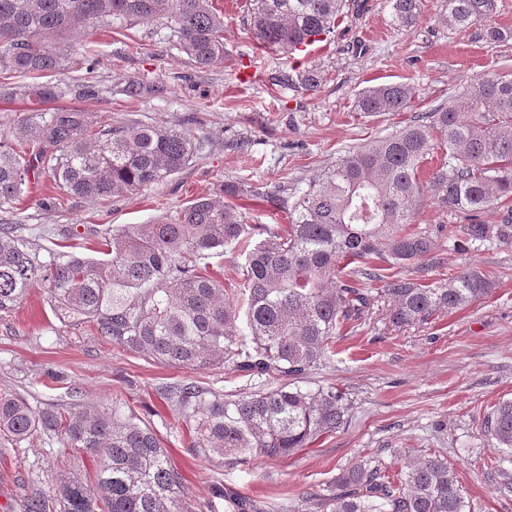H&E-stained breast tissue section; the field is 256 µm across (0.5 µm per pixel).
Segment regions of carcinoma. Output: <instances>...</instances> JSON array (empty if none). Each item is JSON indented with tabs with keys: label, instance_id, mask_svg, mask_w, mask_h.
Here are the masks:
<instances>
[{
	"label": "carcinoma",
	"instance_id": "cac0c4a2",
	"mask_svg": "<svg viewBox=\"0 0 512 512\" xmlns=\"http://www.w3.org/2000/svg\"><path fill=\"white\" fill-rule=\"evenodd\" d=\"M423 0H393L396 21L413 25ZM496 0H448V22L461 31L490 21ZM343 0H253L252 33L265 49L289 57L297 45L335 28ZM159 22L201 68L224 63V17L213 0H0V75L15 79L11 94L32 104L0 131V212L8 213L28 185L46 175L67 198L93 202L160 183L201 155L204 141L185 126H114L84 107L98 97L92 82H41L47 73L95 62L100 30ZM24 81H16V78ZM30 82H25V78ZM410 83L362 90L355 110L402 112L415 99ZM71 96L76 104L59 105ZM448 152L428 181L423 161ZM245 185L226 183L198 196L175 219L128 224L104 234L103 259L61 253L22 236L20 224H0V315L13 312L38 283L55 314L90 326L125 350L153 362L195 371L211 366L240 376L268 377L276 386L239 395L192 380L163 388L178 411L196 455L228 464L286 458L336 432L350 404L336 386L303 388L299 380L333 345L336 328L369 313V285L385 283L391 320L422 324L466 306L494 286L486 273L464 268L449 283L422 284L402 276L430 257L429 230L411 221L429 193L438 206L468 218L448 226L469 241L512 230L479 220L512 202V75H486L406 125L349 150L306 187L275 185L262 192L288 223L259 241L235 199ZM233 246L244 256L241 287H224L209 259ZM392 274H382L384 269ZM512 463V400L498 403L481 424ZM48 435L95 463L91 496L84 480L66 472L48 479L49 492L25 501L23 512H189L184 479L147 421L112 409L50 403L34 409L16 392L0 393V439L19 446ZM392 478L354 464L326 487L306 492L288 512H465L457 476L441 455L408 460ZM224 512H274L263 501L221 488Z\"/></svg>",
	"mask_w": 512,
	"mask_h": 512
}]
</instances>
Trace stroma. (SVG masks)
I'll list each match as a JSON object with an SVG mask.
<instances>
[{
	"label": "stroma",
	"instance_id": "stroma-1",
	"mask_svg": "<svg viewBox=\"0 0 512 512\" xmlns=\"http://www.w3.org/2000/svg\"><path fill=\"white\" fill-rule=\"evenodd\" d=\"M224 16L223 64L198 68L161 24H139L100 37L91 70L48 74L51 83L87 78L99 90L90 107L106 122L172 126L194 120L205 139L200 158L148 189L101 205L69 200L47 207L59 190L49 179L26 193L9 222L63 232L79 226L75 251L100 258L96 230L151 224L173 217L195 197L229 181L252 186L237 200L255 239L283 223L259 188L288 181L305 184L339 155L397 129L408 115L372 116L354 109L370 86L409 82L418 86L415 111L426 112L480 76L512 62V0H497L495 27L509 37L496 44L461 33L446 21L444 0H423L410 27L399 25L392 0H345L344 21L330 44L288 60L261 48L250 26L251 0H213ZM322 82L308 91L285 84L308 68ZM148 85L138 97L123 94L127 81ZM429 260L406 271L420 282H447L467 266L488 273L494 288L472 304L421 325L396 327L391 305L380 298L358 322L336 329L327 359L308 371L310 386H338L351 402L348 422L308 448L277 460L225 465L194 455L180 415L164 401L162 387L185 380L227 394L265 387L219 366L194 373L165 367L95 335L89 327L57 319L49 296L33 285L15 312L0 317V391L25 394L32 404H119L148 420L172 464L184 477L186 497L198 512L220 486L258 501L298 502L303 492L325 488L345 466L381 467L394 476L409 457L443 455L455 470L466 512H512V497L497 490L495 466L503 455L479 423L499 402L512 399V238L483 242L440 234ZM81 474L93 464L80 451L34 439L15 448L0 442V512H21L24 499L46 486L61 461Z\"/></svg>",
	"mask_w": 512,
	"mask_h": 512
}]
</instances>
